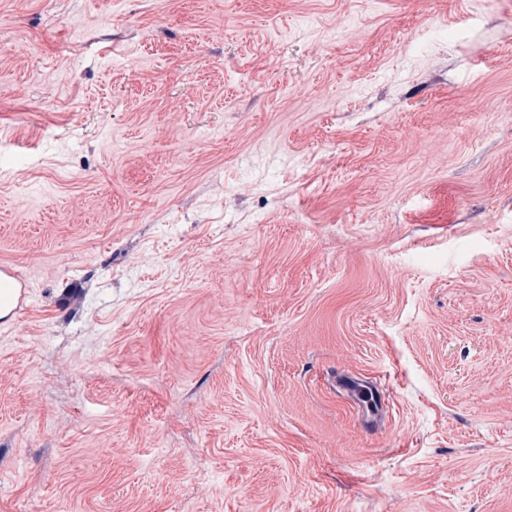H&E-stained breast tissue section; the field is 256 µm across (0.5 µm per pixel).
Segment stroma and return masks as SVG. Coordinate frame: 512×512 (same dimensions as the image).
Wrapping results in <instances>:
<instances>
[{"label":"stroma","instance_id":"obj_1","mask_svg":"<svg viewBox=\"0 0 512 512\" xmlns=\"http://www.w3.org/2000/svg\"><path fill=\"white\" fill-rule=\"evenodd\" d=\"M1 261L0 512H512V0H0ZM30 282L10 264L0 263V329L14 324L32 297Z\"/></svg>","mask_w":512,"mask_h":512}]
</instances>
